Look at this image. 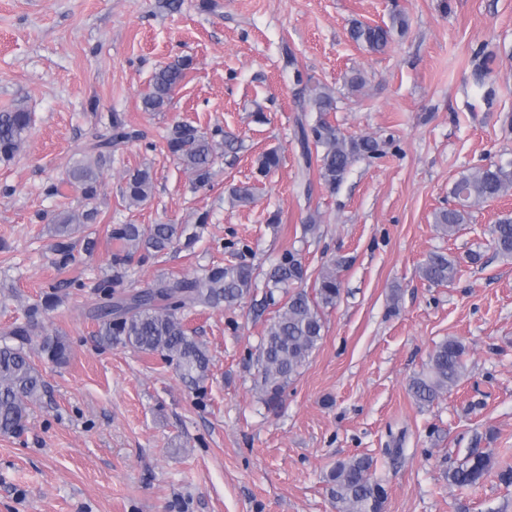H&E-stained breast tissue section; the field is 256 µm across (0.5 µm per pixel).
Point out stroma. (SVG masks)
Returning <instances> with one entry per match:
<instances>
[{
  "label": "stroma",
  "instance_id": "stroma-1",
  "mask_svg": "<svg viewBox=\"0 0 512 512\" xmlns=\"http://www.w3.org/2000/svg\"><path fill=\"white\" fill-rule=\"evenodd\" d=\"M166 3L0 0V111L22 107L33 119L20 153L0 163V332L54 284L64 302L43 326L71 345L67 364L40 361L46 391L24 431L0 434V512H337L326 476L355 455L374 460L383 512H512V484L497 477L512 469V259L488 234L512 213V196L474 207L454 236L434 222L457 178L512 160V0ZM396 11L408 27L382 51L351 39L353 21L381 25ZM483 47L495 54L488 73ZM180 57L192 66L169 109L143 111L153 73ZM355 72L366 79L357 92L346 84ZM318 84L336 95L330 120L382 150L333 189L308 180L298 141L299 123L317 117ZM115 112L134 136L102 171L99 223L57 268L53 226L83 204L67 172ZM177 122L233 141L206 185L166 151ZM268 149L281 163L263 177L255 160ZM142 168L152 192L131 207L122 190ZM243 184L255 203L232 201ZM312 216L313 235L303 231ZM109 223L197 233L192 247L133 255L125 292L217 264L260 272L241 304L186 316L211 358L203 389L160 357L100 341L89 312L113 251ZM286 249L311 278L337 264L342 293L319 347L270 408L252 357L273 315L263 274ZM436 251L460 262L451 285L419 275ZM447 338L465 345L466 371L418 407L408 383ZM395 436L397 458L387 453ZM473 452L491 455L494 474L449 485L448 471Z\"/></svg>",
  "mask_w": 512,
  "mask_h": 512
}]
</instances>
